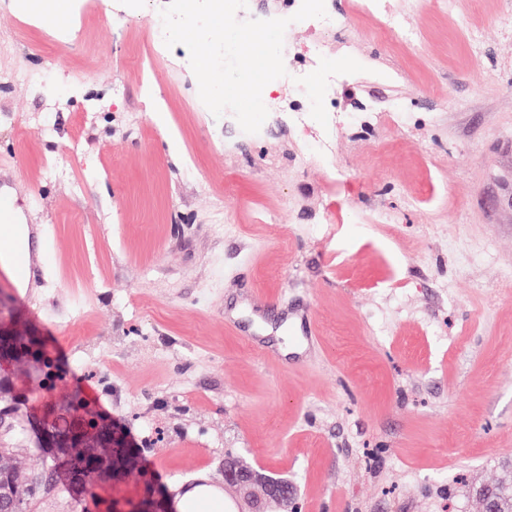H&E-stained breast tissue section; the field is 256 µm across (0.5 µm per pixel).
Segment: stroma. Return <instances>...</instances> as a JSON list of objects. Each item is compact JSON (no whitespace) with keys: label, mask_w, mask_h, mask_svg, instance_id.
Returning <instances> with one entry per match:
<instances>
[{"label":"stroma","mask_w":512,"mask_h":512,"mask_svg":"<svg viewBox=\"0 0 512 512\" xmlns=\"http://www.w3.org/2000/svg\"><path fill=\"white\" fill-rule=\"evenodd\" d=\"M66 6L70 48L0 9V191L48 226L50 275L0 283V321L66 376L41 391L28 359L0 365L21 413L96 398L173 499L204 483L231 500L230 452L287 480L298 512H482L477 488L512 475V0H424L412 48L361 16L330 160L318 124L280 112L245 133L192 70L149 59L157 0L119 30L121 0ZM319 40L327 72L333 37L298 24L283 51L305 69ZM144 492L132 474L39 512Z\"/></svg>","instance_id":"1"}]
</instances>
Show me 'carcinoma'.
Here are the masks:
<instances>
[{"label":"carcinoma","mask_w":512,"mask_h":512,"mask_svg":"<svg viewBox=\"0 0 512 512\" xmlns=\"http://www.w3.org/2000/svg\"><path fill=\"white\" fill-rule=\"evenodd\" d=\"M9 344L13 346L16 358L28 356L32 359L30 381L35 387L51 389L64 381L65 374L31 337L19 333L11 337ZM52 413L56 414V419L50 426L58 432L66 434L73 424L81 422L86 433L69 446L62 457L44 459L38 470L21 472L13 465V458L22 447L25 429L7 426L0 429V483L11 484L15 488L13 512H36L44 499L54 495V476L59 469L65 470L72 480L89 485L101 473L99 469L92 471L88 468L89 457L103 440L112 437L113 424L98 413L84 409L81 399L75 394L53 407ZM487 492L497 499L500 512H512V481L507 487L498 485L487 489Z\"/></svg>","instance_id":"1"}]
</instances>
